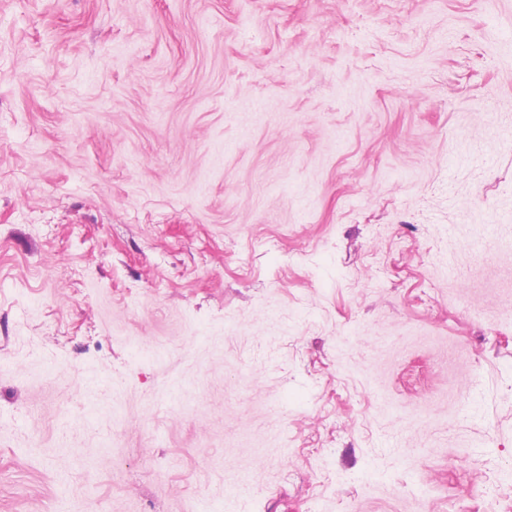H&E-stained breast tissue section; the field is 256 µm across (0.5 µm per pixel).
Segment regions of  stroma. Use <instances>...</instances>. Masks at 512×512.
<instances>
[{
    "label": "stroma",
    "mask_w": 512,
    "mask_h": 512,
    "mask_svg": "<svg viewBox=\"0 0 512 512\" xmlns=\"http://www.w3.org/2000/svg\"><path fill=\"white\" fill-rule=\"evenodd\" d=\"M512 512V0H0V512Z\"/></svg>",
    "instance_id": "1"
}]
</instances>
